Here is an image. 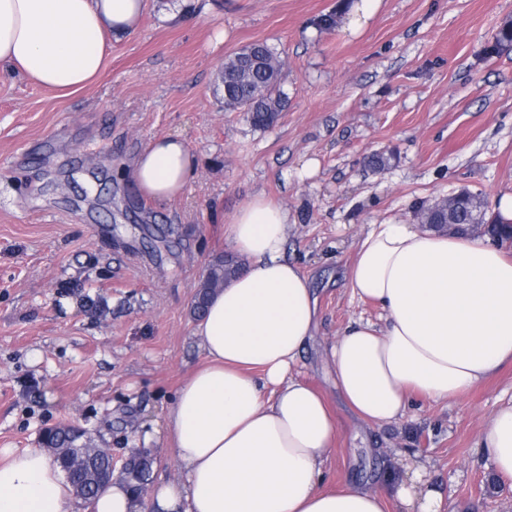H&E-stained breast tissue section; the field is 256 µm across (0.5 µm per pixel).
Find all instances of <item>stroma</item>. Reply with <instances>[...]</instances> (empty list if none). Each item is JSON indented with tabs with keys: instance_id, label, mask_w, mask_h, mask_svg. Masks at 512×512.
I'll use <instances>...</instances> for the list:
<instances>
[{
	"instance_id": "stroma-1",
	"label": "stroma",
	"mask_w": 512,
	"mask_h": 512,
	"mask_svg": "<svg viewBox=\"0 0 512 512\" xmlns=\"http://www.w3.org/2000/svg\"><path fill=\"white\" fill-rule=\"evenodd\" d=\"M345 0H145L109 39L104 73L67 97L0 69V448L74 425L101 448H147L154 483L181 477L166 431L178 388L206 361L191 304L224 225L263 193L289 210L287 259L319 299L298 371L326 395L338 440L326 484L377 485L421 470L446 512H512L479 436L512 398V369L449 404L373 426L342 407L325 348L377 319L341 271L369 225L411 224L458 189L512 192V52L487 56L512 0H382L358 34L321 30ZM266 42L288 101L270 128L220 108L226 57ZM182 138L198 172L165 203L119 180L153 139ZM392 154L390 166L367 163Z\"/></svg>"
}]
</instances>
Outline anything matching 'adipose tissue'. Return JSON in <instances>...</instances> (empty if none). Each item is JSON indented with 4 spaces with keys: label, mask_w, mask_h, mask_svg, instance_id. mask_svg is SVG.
I'll return each mask as SVG.
<instances>
[{
    "label": "adipose tissue",
    "mask_w": 512,
    "mask_h": 512,
    "mask_svg": "<svg viewBox=\"0 0 512 512\" xmlns=\"http://www.w3.org/2000/svg\"><path fill=\"white\" fill-rule=\"evenodd\" d=\"M144 0H0V67L61 96L96 82L107 37L133 33ZM196 162L182 140L152 141L135 158L137 192L180 195ZM290 213L258 194L224 226L246 264L217 291L194 334L206 367L194 371L167 413L184 477L159 485L156 512H442L420 474L375 488L323 487L337 440L323 393L296 370L318 324V297L285 257ZM345 278L378 320L347 322L327 348L336 389L361 422L389 425L412 405L448 403L512 366V251L477 235L373 224ZM498 478L512 482V400L479 442ZM69 481L40 448L0 460V512H71Z\"/></svg>",
    "instance_id": "1"
}]
</instances>
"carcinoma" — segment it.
Wrapping results in <instances>:
<instances>
[{
    "instance_id": "1",
    "label": "carcinoma",
    "mask_w": 512,
    "mask_h": 512,
    "mask_svg": "<svg viewBox=\"0 0 512 512\" xmlns=\"http://www.w3.org/2000/svg\"><path fill=\"white\" fill-rule=\"evenodd\" d=\"M512 51V19L504 21L496 30L491 45L487 49L490 56ZM282 78V60L263 42H255L241 52L225 59L224 76L221 77L222 93L216 96L221 108L226 112H245L250 123L260 129L273 126L279 120L285 108V100L280 92ZM485 201L470 191L454 212L456 224L471 223L472 215L481 214ZM425 213L424 223L435 226L448 224L445 208L434 203L420 206ZM242 267L241 260L232 255L228 258H213L196 292L192 304V314L200 316L205 310L210 292L224 287V283L233 278ZM78 429L72 426H53L42 435L43 445L47 448H69L80 439ZM155 458L146 450L137 453L133 468L121 474L123 481L131 491L134 503H142L141 488L148 483ZM112 471V457L101 452L90 451L86 466L75 471L69 481L76 495L91 502L96 498L97 477Z\"/></svg>"
}]
</instances>
